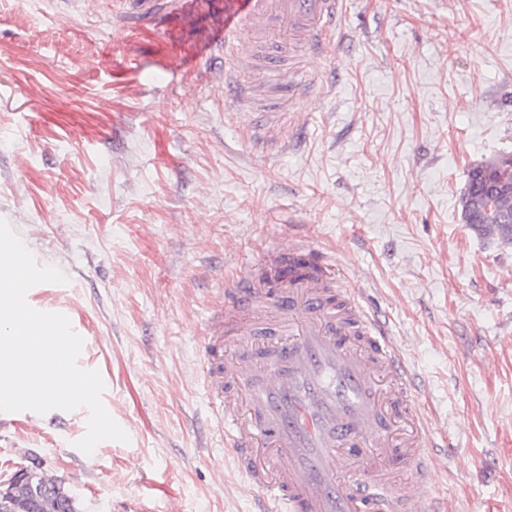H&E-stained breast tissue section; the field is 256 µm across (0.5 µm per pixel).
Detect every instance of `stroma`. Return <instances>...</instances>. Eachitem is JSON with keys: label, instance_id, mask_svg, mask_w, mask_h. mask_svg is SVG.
Masks as SVG:
<instances>
[{"label": "stroma", "instance_id": "1", "mask_svg": "<svg viewBox=\"0 0 512 512\" xmlns=\"http://www.w3.org/2000/svg\"><path fill=\"white\" fill-rule=\"evenodd\" d=\"M219 13L142 28L116 0H0V219L66 283L33 286L83 340L128 435L87 411L0 414V478L30 458L80 512H253L201 343L240 267L298 226L419 382L444 512H512V243L461 220L473 164L512 152V0H345L274 136L224 109Z\"/></svg>", "mask_w": 512, "mask_h": 512}]
</instances>
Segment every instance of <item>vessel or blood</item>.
I'll return each mask as SVG.
<instances>
[{"label": "vessel or blood", "instance_id": "obj_1", "mask_svg": "<svg viewBox=\"0 0 512 512\" xmlns=\"http://www.w3.org/2000/svg\"><path fill=\"white\" fill-rule=\"evenodd\" d=\"M342 0H224L204 56L219 57L224 106L263 130L302 78L288 62L319 60ZM207 399L262 512H422L392 492L426 485L424 423L414 381L336 261L305 238L245 266L224 290L201 346Z\"/></svg>", "mask_w": 512, "mask_h": 512}]
</instances>
